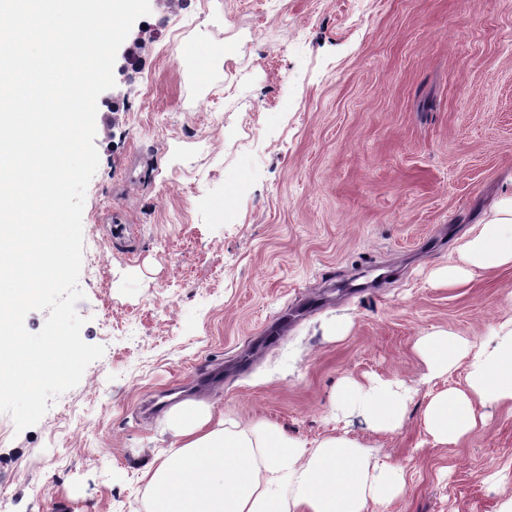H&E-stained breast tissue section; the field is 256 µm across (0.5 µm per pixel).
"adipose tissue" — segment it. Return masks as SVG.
<instances>
[{"instance_id":"ef3b65f1","label":"adipose tissue","mask_w":512,"mask_h":512,"mask_svg":"<svg viewBox=\"0 0 512 512\" xmlns=\"http://www.w3.org/2000/svg\"><path fill=\"white\" fill-rule=\"evenodd\" d=\"M510 266L512 194L470 229L460 263L441 269L440 277L452 287L472 271ZM493 331L490 349L444 331L417 341L429 377L468 368L466 390H442L425 407L423 424L434 444L457 442L474 429L476 405L512 410V317ZM332 404L375 432L400 429L407 408L395 385L381 378L366 384L345 378ZM166 423L178 446L143 472L150 512H368L404 489L400 466L378 464L372 447L346 437L328 436L309 448L268 422L234 429L199 402L172 407Z\"/></svg>"}]
</instances>
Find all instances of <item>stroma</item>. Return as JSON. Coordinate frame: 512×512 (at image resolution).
<instances>
[{
    "label": "stroma",
    "instance_id": "1",
    "mask_svg": "<svg viewBox=\"0 0 512 512\" xmlns=\"http://www.w3.org/2000/svg\"><path fill=\"white\" fill-rule=\"evenodd\" d=\"M150 9L98 98L82 213L76 312L105 351L34 426L0 412L6 512H146L142 471L176 445L156 405L184 400L371 446L405 478L378 512H503L512 415L434 446L423 410L466 371L427 379L414 344L512 315V269L438 280L512 193V0ZM348 376L409 388L403 427L331 417Z\"/></svg>",
    "mask_w": 512,
    "mask_h": 512
}]
</instances>
